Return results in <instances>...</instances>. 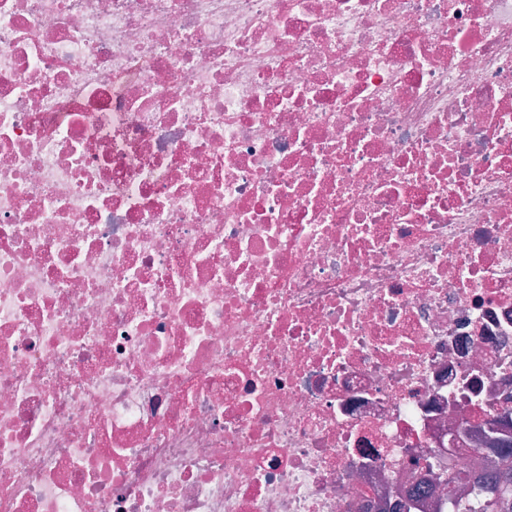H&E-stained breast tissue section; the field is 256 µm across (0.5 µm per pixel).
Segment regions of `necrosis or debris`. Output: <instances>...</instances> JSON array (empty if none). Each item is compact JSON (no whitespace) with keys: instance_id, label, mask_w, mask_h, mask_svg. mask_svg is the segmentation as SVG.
<instances>
[{"instance_id":"4bbe7bcc","label":"necrosis or debris","mask_w":512,"mask_h":512,"mask_svg":"<svg viewBox=\"0 0 512 512\" xmlns=\"http://www.w3.org/2000/svg\"><path fill=\"white\" fill-rule=\"evenodd\" d=\"M512 395V0H0V512H448Z\"/></svg>"}]
</instances>
